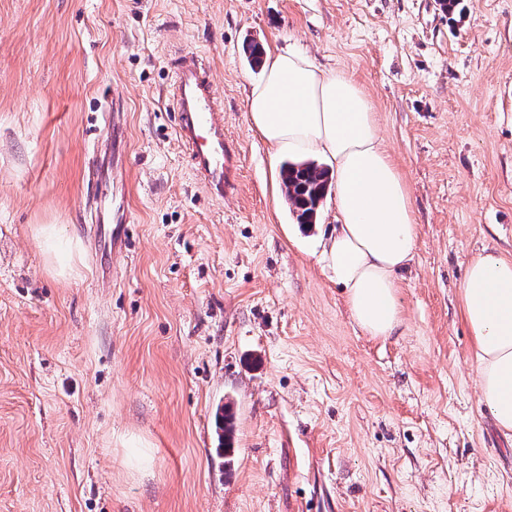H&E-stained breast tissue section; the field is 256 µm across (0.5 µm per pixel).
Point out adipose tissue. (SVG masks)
Returning <instances> with one entry per match:
<instances>
[{"label":"adipose tissue","instance_id":"adipose-tissue-1","mask_svg":"<svg viewBox=\"0 0 512 512\" xmlns=\"http://www.w3.org/2000/svg\"><path fill=\"white\" fill-rule=\"evenodd\" d=\"M246 103L274 153L317 156L333 169L337 222L322 243V259L360 329L393 336L403 322L400 275L414 257L417 226L371 101L346 73L275 48L249 82ZM460 300L481 398L499 429L512 434V260L489 250L475 255Z\"/></svg>","mask_w":512,"mask_h":512}]
</instances>
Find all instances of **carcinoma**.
Returning <instances> with one entry per match:
<instances>
[{
    "instance_id": "carcinoma-1",
    "label": "carcinoma",
    "mask_w": 512,
    "mask_h": 512,
    "mask_svg": "<svg viewBox=\"0 0 512 512\" xmlns=\"http://www.w3.org/2000/svg\"><path fill=\"white\" fill-rule=\"evenodd\" d=\"M282 183L299 222L313 223L329 188L328 172L309 161H287L282 165Z\"/></svg>"
}]
</instances>
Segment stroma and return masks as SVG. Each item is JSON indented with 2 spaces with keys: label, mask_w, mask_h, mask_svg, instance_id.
<instances>
[{
  "label": "stroma",
  "mask_w": 512,
  "mask_h": 512,
  "mask_svg": "<svg viewBox=\"0 0 512 512\" xmlns=\"http://www.w3.org/2000/svg\"><path fill=\"white\" fill-rule=\"evenodd\" d=\"M247 39L371 99L418 228L397 336L365 335L323 266L333 196L292 212ZM184 52L237 150L222 201L176 137ZM108 149L128 243L97 261L84 183ZM485 248L512 259V0H0V512H512L459 298Z\"/></svg>",
  "instance_id": "stroma-1"
}]
</instances>
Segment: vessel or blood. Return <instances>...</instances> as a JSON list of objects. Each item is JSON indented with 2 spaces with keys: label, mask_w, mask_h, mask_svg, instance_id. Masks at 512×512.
Here are the masks:
<instances>
[{
  "label": "vessel or blood",
  "mask_w": 512,
  "mask_h": 512,
  "mask_svg": "<svg viewBox=\"0 0 512 512\" xmlns=\"http://www.w3.org/2000/svg\"><path fill=\"white\" fill-rule=\"evenodd\" d=\"M176 133L187 148L190 166L211 196L238 189L235 152L224 137V117L209 68L195 54L180 56L174 71Z\"/></svg>",
  "instance_id": "obj_1"
}]
</instances>
